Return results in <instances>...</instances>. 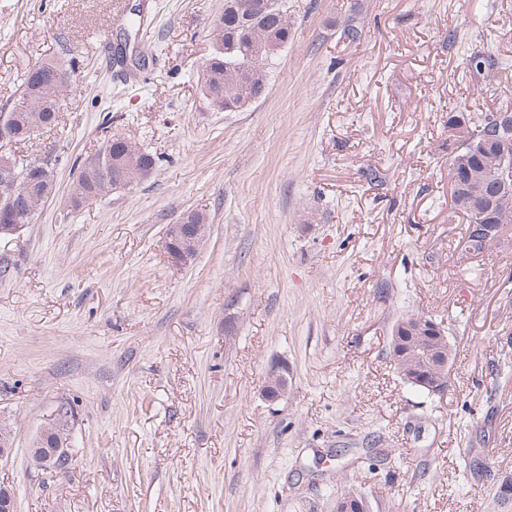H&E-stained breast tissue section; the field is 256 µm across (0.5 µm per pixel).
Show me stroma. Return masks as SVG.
<instances>
[{"instance_id":"1","label":"stroma","mask_w":512,"mask_h":512,"mask_svg":"<svg viewBox=\"0 0 512 512\" xmlns=\"http://www.w3.org/2000/svg\"><path fill=\"white\" fill-rule=\"evenodd\" d=\"M124 3L140 21L114 0H0V112L34 64L70 74L57 126L11 149L56 179L0 242V486L18 512H334L349 488L369 512H512V244L467 257L448 132L512 107V0H285L290 39L236 112L197 86L224 0ZM113 134L154 173L72 208ZM191 211L206 236L177 267L164 241ZM417 312L456 348L442 396L386 358ZM277 361L288 392L268 402ZM62 401L72 462L46 476L27 448Z\"/></svg>"}]
</instances>
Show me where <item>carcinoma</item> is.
<instances>
[{"mask_svg":"<svg viewBox=\"0 0 512 512\" xmlns=\"http://www.w3.org/2000/svg\"><path fill=\"white\" fill-rule=\"evenodd\" d=\"M234 0H224V11L217 16L210 30L212 51L205 63L200 81L203 97L217 110L241 109L260 98L268 82L269 62L286 45L291 35L285 11L254 13L244 20L233 11ZM66 74L54 61L34 65L27 73L22 88L6 110L7 119L25 140L32 127L43 129L56 125L60 97L65 82L58 76ZM500 137L495 113L489 112L471 123L466 143L467 164L451 169V198L469 221L466 228V249L478 257L496 242L512 237V194L499 193L496 175L503 156L494 149ZM117 147L115 160L104 168L85 163L71 186L72 206L79 208L119 188L134 185L142 171L156 166L155 158L137 144L112 135ZM52 171L46 162H28L17 167V173L29 183L27 200L21 202L14 215H25L40 208L45 172ZM491 208L498 237L484 240L472 228L480 223L479 212ZM454 345L441 332V324L430 317L410 314L397 320L390 336L387 358L397 376L408 385L432 394L440 384H448V372L454 362ZM74 410L67 406L64 415L49 420L45 431L55 445L72 444Z\"/></svg>","mask_w":512,"mask_h":512,"instance_id":"1","label":"carcinoma"}]
</instances>
